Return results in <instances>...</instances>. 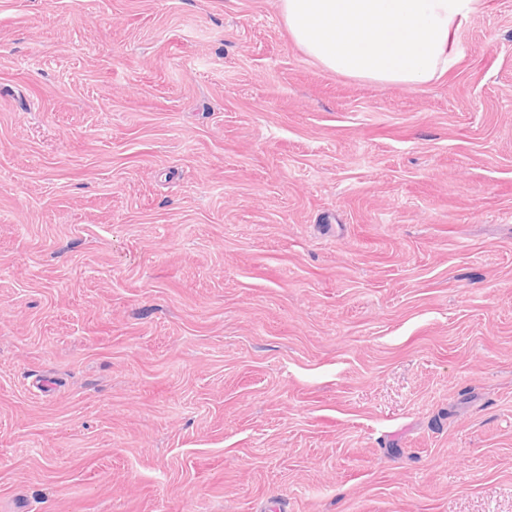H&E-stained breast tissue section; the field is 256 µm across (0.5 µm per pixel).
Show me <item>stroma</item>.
<instances>
[{"label": "stroma", "instance_id": "35a3bbf8", "mask_svg": "<svg viewBox=\"0 0 512 512\" xmlns=\"http://www.w3.org/2000/svg\"><path fill=\"white\" fill-rule=\"evenodd\" d=\"M454 48L0 0V512H512V0Z\"/></svg>", "mask_w": 512, "mask_h": 512}]
</instances>
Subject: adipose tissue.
Instances as JSON below:
<instances>
[{
	"label": "adipose tissue",
	"instance_id": "ef3b65f1",
	"mask_svg": "<svg viewBox=\"0 0 512 512\" xmlns=\"http://www.w3.org/2000/svg\"><path fill=\"white\" fill-rule=\"evenodd\" d=\"M481 0H279L294 42L325 69L423 86L454 62L452 35Z\"/></svg>",
	"mask_w": 512,
	"mask_h": 512
}]
</instances>
